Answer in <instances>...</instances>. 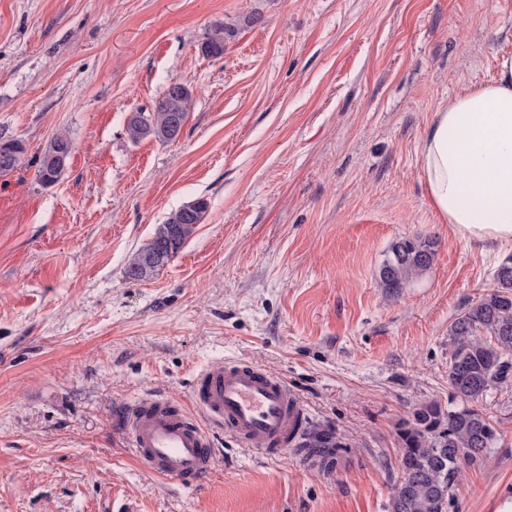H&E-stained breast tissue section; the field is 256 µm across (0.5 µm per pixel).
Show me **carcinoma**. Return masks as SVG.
Here are the masks:
<instances>
[{"label": "carcinoma", "instance_id": "obj_1", "mask_svg": "<svg viewBox=\"0 0 512 512\" xmlns=\"http://www.w3.org/2000/svg\"><path fill=\"white\" fill-rule=\"evenodd\" d=\"M234 33L219 26L207 37L202 51L210 57L224 54V40ZM193 103V89L174 82L165 87L150 112L137 110L127 118V132L137 142L152 138L176 140ZM73 151L71 139L56 135L38 160L39 180L58 182ZM207 200L198 198L172 211L155 226L152 237L129 259L126 275L132 280L152 278L183 247L204 222ZM435 243L405 238L395 242L379 271L382 287L398 291L430 267ZM497 289L462 311L450 326L453 351L448 364L452 396L464 405L443 406L435 401L418 407L399 429L402 476L391 488L389 512H448L461 468L483 458L497 439V431L483 412L470 404L488 390L512 378V258L496 271ZM299 447L320 463L334 462L341 443L335 433L322 429L306 433Z\"/></svg>", "mask_w": 512, "mask_h": 512}]
</instances>
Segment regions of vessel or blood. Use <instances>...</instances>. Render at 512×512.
Returning a JSON list of instances; mask_svg holds the SVG:
<instances>
[{
	"label": "vessel or blood",
	"instance_id": "vessel-or-blood-1",
	"mask_svg": "<svg viewBox=\"0 0 512 512\" xmlns=\"http://www.w3.org/2000/svg\"><path fill=\"white\" fill-rule=\"evenodd\" d=\"M195 399L213 422L266 458L284 455L303 426L305 412L287 381L258 367L225 362L196 379ZM136 457L155 477L196 485L214 468L207 431L182 409L148 399L123 410Z\"/></svg>",
	"mask_w": 512,
	"mask_h": 512
}]
</instances>
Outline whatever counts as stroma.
Instances as JSON below:
<instances>
[{"instance_id": "obj_1", "label": "stroma", "mask_w": 512, "mask_h": 512, "mask_svg": "<svg viewBox=\"0 0 512 512\" xmlns=\"http://www.w3.org/2000/svg\"><path fill=\"white\" fill-rule=\"evenodd\" d=\"M221 25L233 37L205 56ZM504 55L512 0H0V136L25 147L0 175V512H386L399 426L451 402L449 328L512 256L444 222L421 144ZM175 81L194 91L181 135L132 142L128 114ZM59 133L73 152L46 186ZM200 197L191 239L128 279L155 225ZM405 237L435 254L394 292L379 271ZM220 361L286 379L308 428L340 437L335 472L212 425L209 480L153 476L117 406L197 413L194 379ZM479 407L498 438L449 512L512 500V381ZM73 151L71 139L64 133L57 134L49 148L38 160V176L44 185L58 182L67 169Z\"/></svg>"}]
</instances>
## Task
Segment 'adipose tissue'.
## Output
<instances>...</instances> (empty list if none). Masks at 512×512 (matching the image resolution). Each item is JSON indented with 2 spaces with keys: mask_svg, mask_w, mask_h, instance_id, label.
<instances>
[{
  "mask_svg": "<svg viewBox=\"0 0 512 512\" xmlns=\"http://www.w3.org/2000/svg\"><path fill=\"white\" fill-rule=\"evenodd\" d=\"M421 171L458 235L512 240V55L499 59L493 82L459 90L436 112Z\"/></svg>",
  "mask_w": 512,
  "mask_h": 512,
  "instance_id": "ef3b65f1",
  "label": "adipose tissue"
}]
</instances>
